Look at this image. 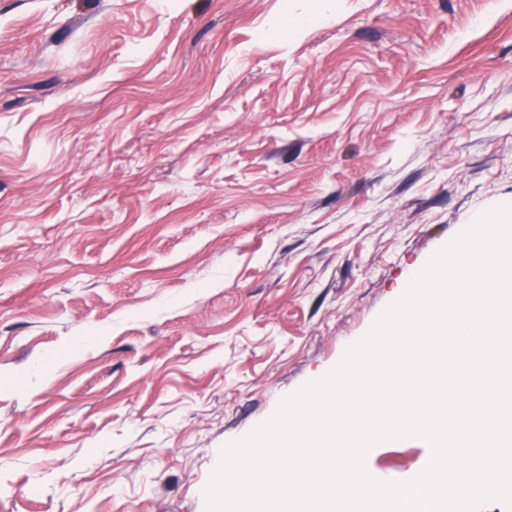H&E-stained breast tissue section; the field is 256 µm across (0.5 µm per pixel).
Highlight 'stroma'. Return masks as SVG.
<instances>
[{
    "instance_id": "1",
    "label": "stroma",
    "mask_w": 512,
    "mask_h": 512,
    "mask_svg": "<svg viewBox=\"0 0 512 512\" xmlns=\"http://www.w3.org/2000/svg\"><path fill=\"white\" fill-rule=\"evenodd\" d=\"M510 200L512 0H0V512H206Z\"/></svg>"
}]
</instances>
